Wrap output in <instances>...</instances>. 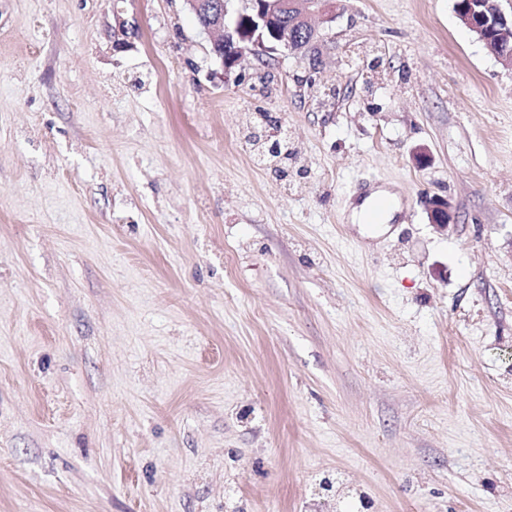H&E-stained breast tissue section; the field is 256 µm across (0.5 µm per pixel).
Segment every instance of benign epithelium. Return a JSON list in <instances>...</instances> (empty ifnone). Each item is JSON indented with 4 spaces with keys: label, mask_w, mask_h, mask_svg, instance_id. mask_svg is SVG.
<instances>
[{
    "label": "benign epithelium",
    "mask_w": 512,
    "mask_h": 512,
    "mask_svg": "<svg viewBox=\"0 0 512 512\" xmlns=\"http://www.w3.org/2000/svg\"><path fill=\"white\" fill-rule=\"evenodd\" d=\"M249 4L256 13L239 12L230 24L226 22L227 2L218 0L206 22L199 25L227 75L247 52L306 56L320 35L313 19L322 25L336 20L337 0H249ZM455 12L461 26L485 45L495 43L493 53L512 67V12L502 8L501 0H455ZM425 209L430 224L440 231L455 223L452 203L442 196L427 197Z\"/></svg>",
    "instance_id": "1"
}]
</instances>
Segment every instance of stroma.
<instances>
[{
	"label": "stroma",
	"mask_w": 512,
	"mask_h": 512,
	"mask_svg": "<svg viewBox=\"0 0 512 512\" xmlns=\"http://www.w3.org/2000/svg\"><path fill=\"white\" fill-rule=\"evenodd\" d=\"M321 34L235 81L183 0H0V512H512V68L454 0ZM425 209L430 224L437 230L448 231V226L455 224L452 203L442 196H429L425 199Z\"/></svg>",
	"instance_id": "35a3bbf8"
}]
</instances>
